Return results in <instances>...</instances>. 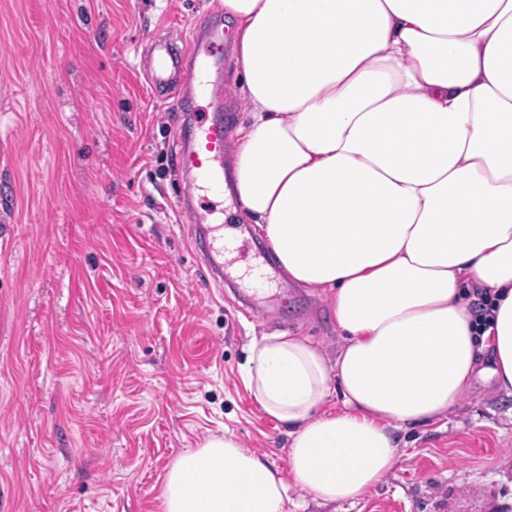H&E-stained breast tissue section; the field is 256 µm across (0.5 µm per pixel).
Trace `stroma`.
Returning <instances> with one entry per match:
<instances>
[{
    "label": "stroma",
    "instance_id": "35a3bbf8",
    "mask_svg": "<svg viewBox=\"0 0 512 512\" xmlns=\"http://www.w3.org/2000/svg\"><path fill=\"white\" fill-rule=\"evenodd\" d=\"M221 0H0V512H160L164 476L231 431L288 467L285 429L244 382L252 340L287 333L336 355L327 292L288 281L236 195L211 279L177 199L187 115L145 74ZM226 57L218 113L247 121ZM268 284L255 293L253 275ZM383 481L307 512H512V396L491 385L398 431Z\"/></svg>",
    "mask_w": 512,
    "mask_h": 512
}]
</instances>
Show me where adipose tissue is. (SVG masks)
Instances as JSON below:
<instances>
[{
  "instance_id": "obj_1",
  "label": "adipose tissue",
  "mask_w": 512,
  "mask_h": 512,
  "mask_svg": "<svg viewBox=\"0 0 512 512\" xmlns=\"http://www.w3.org/2000/svg\"><path fill=\"white\" fill-rule=\"evenodd\" d=\"M249 121L233 191L288 279L332 293L336 357L249 348L245 383L289 467L234 434L182 453L161 512L350 502L395 433L475 383L512 395V0H222Z\"/></svg>"
}]
</instances>
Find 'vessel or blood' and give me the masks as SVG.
<instances>
[{
  "instance_id": "1",
  "label": "vessel or blood",
  "mask_w": 512,
  "mask_h": 512,
  "mask_svg": "<svg viewBox=\"0 0 512 512\" xmlns=\"http://www.w3.org/2000/svg\"><path fill=\"white\" fill-rule=\"evenodd\" d=\"M223 71L224 31L215 20L194 31L187 56L170 49L154 55L149 78L153 89L173 87L195 100L215 96V78ZM191 120L193 139L181 146L178 157L181 170L191 176L181 195L185 201L198 197L204 190L215 194L224 191V126L205 112L192 113Z\"/></svg>"
}]
</instances>
